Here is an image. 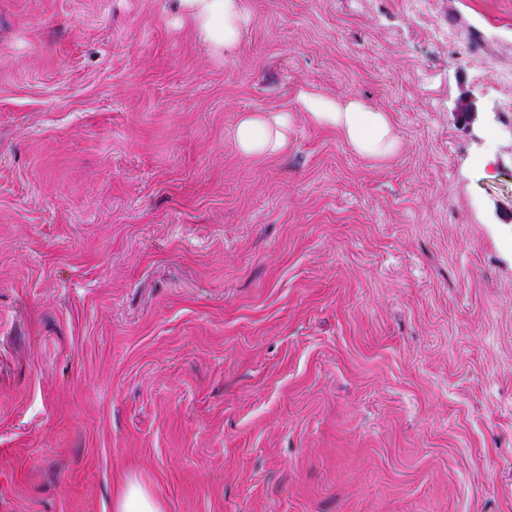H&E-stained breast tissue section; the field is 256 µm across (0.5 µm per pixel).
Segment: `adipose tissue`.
<instances>
[{
	"label": "adipose tissue",
	"mask_w": 512,
	"mask_h": 512,
	"mask_svg": "<svg viewBox=\"0 0 512 512\" xmlns=\"http://www.w3.org/2000/svg\"><path fill=\"white\" fill-rule=\"evenodd\" d=\"M179 21L192 26L199 38L210 44L215 55L234 52L247 18L241 0H178ZM307 118L313 124L340 132L361 156L386 160L399 149V137L388 113L361 100L324 99L303 92L299 95ZM292 117L251 114L239 123L236 143L245 155H264L284 148ZM113 512H164L162 503L146 483L128 479L112 501Z\"/></svg>",
	"instance_id": "1"
}]
</instances>
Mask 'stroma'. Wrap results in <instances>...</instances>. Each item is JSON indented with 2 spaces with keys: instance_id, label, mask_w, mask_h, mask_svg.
Wrapping results in <instances>:
<instances>
[{
  "instance_id": "1",
  "label": "stroma",
  "mask_w": 512,
  "mask_h": 512,
  "mask_svg": "<svg viewBox=\"0 0 512 512\" xmlns=\"http://www.w3.org/2000/svg\"><path fill=\"white\" fill-rule=\"evenodd\" d=\"M241 4L0 0V512H512V0ZM178 21H187L217 56L234 52L246 15L241 0H178ZM300 101L313 124L340 132L361 156L386 160L399 149V137L388 112L373 109L357 98L324 99L301 92ZM292 117L287 112L273 116L251 114L238 125L236 143L245 155H264L284 148ZM112 510L114 512H164V507L146 483L130 478L113 499Z\"/></svg>"
}]
</instances>
